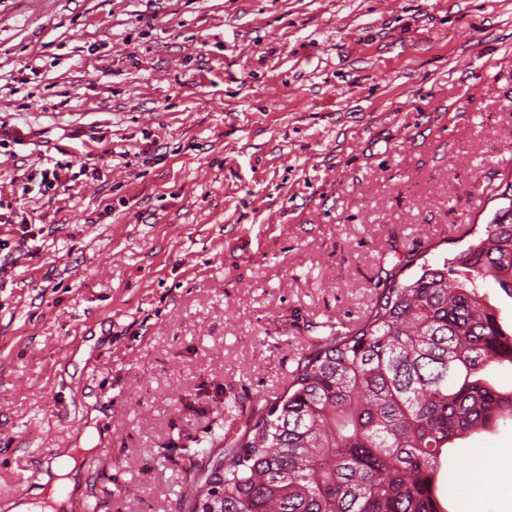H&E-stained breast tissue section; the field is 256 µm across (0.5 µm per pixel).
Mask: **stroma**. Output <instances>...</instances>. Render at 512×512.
<instances>
[{
	"label": "stroma",
	"mask_w": 512,
	"mask_h": 512,
	"mask_svg": "<svg viewBox=\"0 0 512 512\" xmlns=\"http://www.w3.org/2000/svg\"><path fill=\"white\" fill-rule=\"evenodd\" d=\"M507 182L512 0H0V512L65 448L69 505L191 512L310 344ZM481 467L512 512L511 424L455 442L448 512Z\"/></svg>",
	"instance_id": "obj_1"
}]
</instances>
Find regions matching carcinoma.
Segmentation results:
<instances>
[{"label": "carcinoma", "mask_w": 512, "mask_h": 512, "mask_svg": "<svg viewBox=\"0 0 512 512\" xmlns=\"http://www.w3.org/2000/svg\"><path fill=\"white\" fill-rule=\"evenodd\" d=\"M478 241L402 280L394 266L366 319L315 343L284 396L191 488V512H447L448 448L512 422V365L485 285L512 297V194Z\"/></svg>", "instance_id": "obj_1"}]
</instances>
